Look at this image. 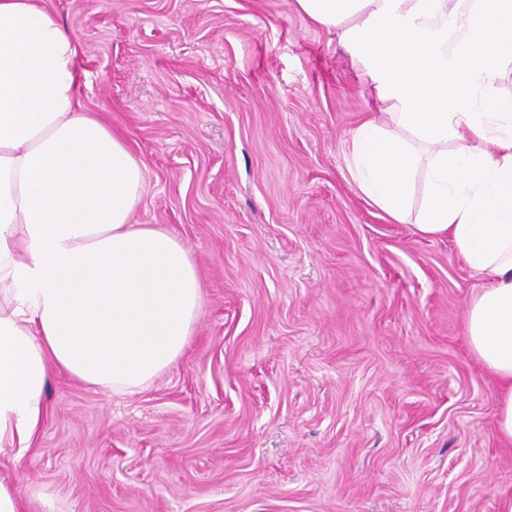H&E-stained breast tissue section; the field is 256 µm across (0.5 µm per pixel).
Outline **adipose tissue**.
<instances>
[{
  "mask_svg": "<svg viewBox=\"0 0 512 512\" xmlns=\"http://www.w3.org/2000/svg\"><path fill=\"white\" fill-rule=\"evenodd\" d=\"M296 3L391 110V128L369 118L352 137L359 190L485 278L466 337L512 443V0ZM84 77L76 37L40 0H0V461L15 464L53 373L136 392L182 356L203 305L187 245L134 223L143 165L82 110Z\"/></svg>",
  "mask_w": 512,
  "mask_h": 512,
  "instance_id": "1",
  "label": "adipose tissue"
}]
</instances>
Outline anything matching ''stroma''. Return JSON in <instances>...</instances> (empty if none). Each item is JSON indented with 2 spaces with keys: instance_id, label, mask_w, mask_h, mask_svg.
I'll use <instances>...</instances> for the list:
<instances>
[{
  "instance_id": "35a3bbf8",
  "label": "stroma",
  "mask_w": 512,
  "mask_h": 512,
  "mask_svg": "<svg viewBox=\"0 0 512 512\" xmlns=\"http://www.w3.org/2000/svg\"><path fill=\"white\" fill-rule=\"evenodd\" d=\"M79 97L142 162L138 224L204 304L142 391L66 375L11 474L25 512H497L512 449L464 315L481 278L349 174L376 106L296 0H45Z\"/></svg>"
}]
</instances>
